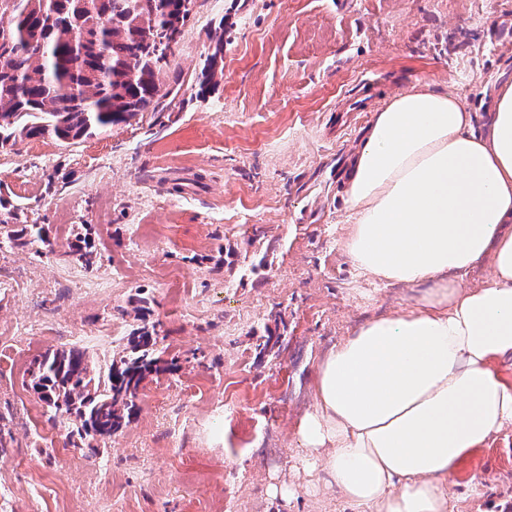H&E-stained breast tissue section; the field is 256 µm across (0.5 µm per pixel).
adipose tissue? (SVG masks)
Listing matches in <instances>:
<instances>
[{"mask_svg": "<svg viewBox=\"0 0 512 512\" xmlns=\"http://www.w3.org/2000/svg\"><path fill=\"white\" fill-rule=\"evenodd\" d=\"M419 82L373 114L346 179L342 247L377 284L424 286L319 361L295 461L364 512H448V484L512 429V83L488 134ZM488 260L491 280L454 276Z\"/></svg>", "mask_w": 512, "mask_h": 512, "instance_id": "adipose-tissue-1", "label": "adipose tissue"}]
</instances>
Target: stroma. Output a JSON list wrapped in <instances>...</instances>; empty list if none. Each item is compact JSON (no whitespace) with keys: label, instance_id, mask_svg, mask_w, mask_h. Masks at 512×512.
<instances>
[{"label":"stroma","instance_id":"1","mask_svg":"<svg viewBox=\"0 0 512 512\" xmlns=\"http://www.w3.org/2000/svg\"><path fill=\"white\" fill-rule=\"evenodd\" d=\"M510 25L512 0H196L164 110L0 148V512H355L303 492L295 430L325 353L418 290L357 277L346 172L374 110L420 80L488 132L512 82V37L491 34ZM27 224L43 239L7 241ZM143 326L177 371L144 380L111 439L73 447L31 362L75 348L104 371ZM284 482L298 495L270 498ZM449 494L451 512H512L511 430ZM220 30V29H219ZM224 59V32L223 30H220L219 32H216L215 36L212 38L211 44L209 46V53L206 57V80L211 83L214 82V84L217 83L215 81V77L217 76V73L219 72L220 76H223V67L220 69L218 67V62L220 60L221 63H223Z\"/></svg>","mask_w":512,"mask_h":512}]
</instances>
